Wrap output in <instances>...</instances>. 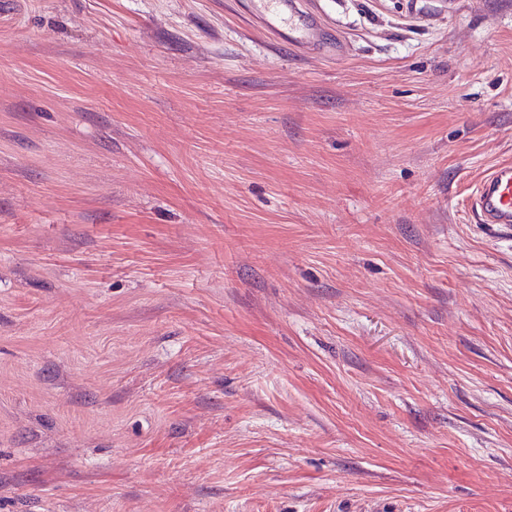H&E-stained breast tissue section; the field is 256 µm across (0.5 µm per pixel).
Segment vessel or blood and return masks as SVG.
Masks as SVG:
<instances>
[{"label":"vessel or blood","instance_id":"b4317fda","mask_svg":"<svg viewBox=\"0 0 512 512\" xmlns=\"http://www.w3.org/2000/svg\"><path fill=\"white\" fill-rule=\"evenodd\" d=\"M248 13L261 30L287 38L300 51L343 52L342 45L328 36L318 13L302 7L300 0H250ZM471 207L479 223L512 227V165L486 173L475 188Z\"/></svg>","mask_w":512,"mask_h":512}]
</instances>
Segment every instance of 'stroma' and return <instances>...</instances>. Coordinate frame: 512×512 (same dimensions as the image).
Wrapping results in <instances>:
<instances>
[{
  "instance_id": "stroma-1",
  "label": "stroma",
  "mask_w": 512,
  "mask_h": 512,
  "mask_svg": "<svg viewBox=\"0 0 512 512\" xmlns=\"http://www.w3.org/2000/svg\"><path fill=\"white\" fill-rule=\"evenodd\" d=\"M17 0L0 512H512V0ZM248 13L257 26L283 39L288 26V43L303 52L329 50L339 56L342 45L333 41L323 27L320 16L310 8H302L298 0H249ZM471 207L480 224L512 227V165L486 173L475 188Z\"/></svg>"
}]
</instances>
